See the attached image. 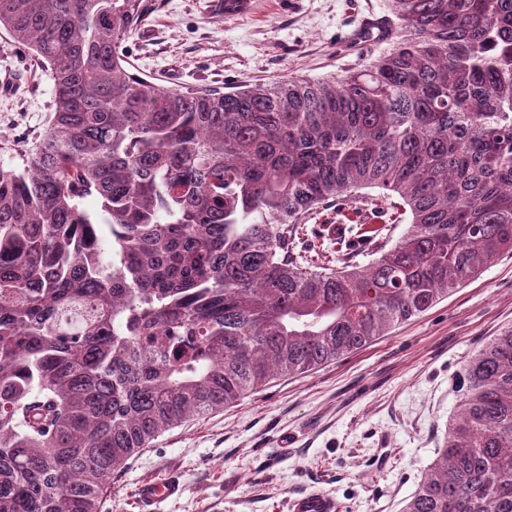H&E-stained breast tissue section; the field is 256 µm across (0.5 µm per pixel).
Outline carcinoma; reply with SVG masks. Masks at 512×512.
Instances as JSON below:
<instances>
[{
    "instance_id": "cac0c4a2",
    "label": "carcinoma",
    "mask_w": 512,
    "mask_h": 512,
    "mask_svg": "<svg viewBox=\"0 0 512 512\" xmlns=\"http://www.w3.org/2000/svg\"><path fill=\"white\" fill-rule=\"evenodd\" d=\"M151 0H0L50 124L0 166V512H103L181 423L389 334L512 253V0H388L340 74L181 90L128 71ZM362 189L402 210L365 267L298 225ZM111 218L112 259L96 216ZM403 512H512V327Z\"/></svg>"
}]
</instances>
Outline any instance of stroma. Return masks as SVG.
<instances>
[{
    "mask_svg": "<svg viewBox=\"0 0 512 512\" xmlns=\"http://www.w3.org/2000/svg\"><path fill=\"white\" fill-rule=\"evenodd\" d=\"M127 43L132 72L170 87L214 88L284 76L324 77L379 53L388 40L351 51L346 42L386 0H254L247 17L217 15L212 0H152ZM53 83L0 30V165H17L52 116ZM342 202L298 228L329 258L371 261L408 220L381 204L374 221L350 223ZM512 327V254L447 299L372 344L315 371L279 378L236 404L153 440L112 475L106 512H141L140 483L177 477L181 497L160 512H291L313 491L336 512H402L458 411L467 359Z\"/></svg>",
    "mask_w": 512,
    "mask_h": 512,
    "instance_id": "1",
    "label": "stroma"
}]
</instances>
